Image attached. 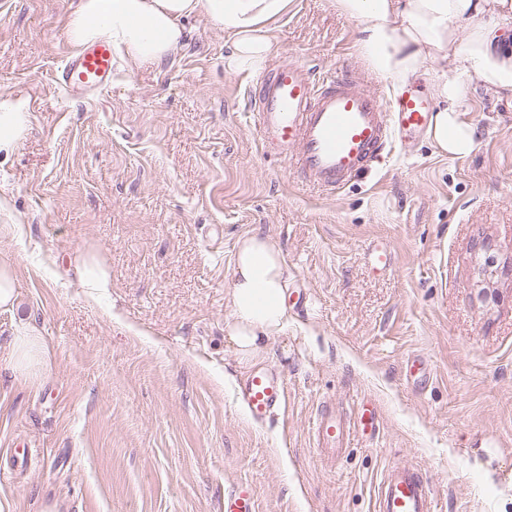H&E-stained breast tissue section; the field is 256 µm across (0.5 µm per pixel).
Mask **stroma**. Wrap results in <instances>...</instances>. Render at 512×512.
<instances>
[{"mask_svg": "<svg viewBox=\"0 0 512 512\" xmlns=\"http://www.w3.org/2000/svg\"><path fill=\"white\" fill-rule=\"evenodd\" d=\"M71 7L0 0V96L32 112L0 154V225L19 227L0 235L18 292L0 310V512H220L241 482L258 512H374L403 464L437 512H512V100L473 88L469 155L422 136L329 194L263 152L258 77L225 72L224 34L203 21L163 68L66 93ZM273 41L272 65L394 94L333 0H291ZM254 230L281 250L289 295L307 294L264 359L287 384L266 422L235 398L246 369L224 336L235 244ZM380 241L384 272L367 260ZM89 251L112 274L96 301L74 270ZM21 319L55 352L38 383L8 360ZM412 356L431 367L415 385ZM367 397L376 436L322 463L318 414L355 416Z\"/></svg>", "mask_w": 512, "mask_h": 512, "instance_id": "stroma-1", "label": "stroma"}]
</instances>
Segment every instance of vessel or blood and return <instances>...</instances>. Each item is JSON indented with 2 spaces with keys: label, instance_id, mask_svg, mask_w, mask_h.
Returning a JSON list of instances; mask_svg holds the SVG:
<instances>
[{
  "label": "vessel or blood",
  "instance_id": "1",
  "mask_svg": "<svg viewBox=\"0 0 512 512\" xmlns=\"http://www.w3.org/2000/svg\"><path fill=\"white\" fill-rule=\"evenodd\" d=\"M116 70L111 42L100 39L70 54L55 81L70 93L102 90ZM253 110L262 148L283 157L306 182L332 193L396 143L427 130L433 105L422 92L407 88L387 105L346 74L317 79L307 63L291 58L260 80ZM286 395L283 377L264 367L250 370L235 392L257 421L274 418ZM379 419V406L372 400L362 403L351 424L333 413L317 418L314 438L319 459L335 462L350 432L374 437ZM222 512H256L253 488L241 483L225 493ZM375 512H436V504L416 467L396 465L382 476Z\"/></svg>",
  "mask_w": 512,
  "mask_h": 512
}]
</instances>
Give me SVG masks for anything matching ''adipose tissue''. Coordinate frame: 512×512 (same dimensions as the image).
<instances>
[{
  "instance_id": "ef3b65f1",
  "label": "adipose tissue",
  "mask_w": 512,
  "mask_h": 512,
  "mask_svg": "<svg viewBox=\"0 0 512 512\" xmlns=\"http://www.w3.org/2000/svg\"><path fill=\"white\" fill-rule=\"evenodd\" d=\"M290 0H78L67 37L81 45L109 38L130 67L155 68L184 47V20L223 31L224 70L264 71L273 54L271 25ZM358 29L357 49L368 69L394 87L427 80L436 99L428 137L444 154L461 157L475 146L460 118L473 86L494 98L512 97V0H334ZM31 113L22 98L0 97V152L25 136ZM288 270L281 250L259 231L241 236L225 301L232 317L224 333L239 363L263 359L291 319ZM38 329L18 323L10 362L34 377L49 365Z\"/></svg>"
}]
</instances>
